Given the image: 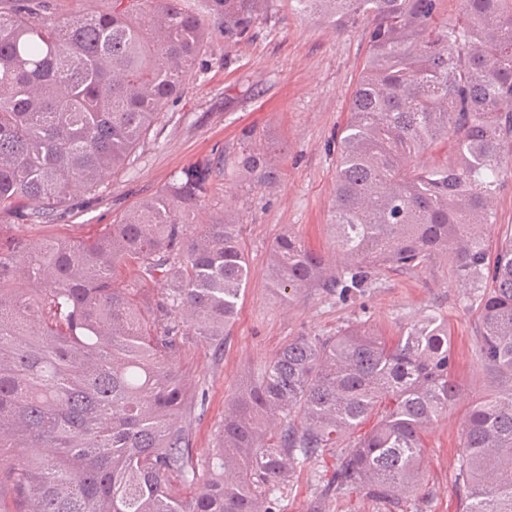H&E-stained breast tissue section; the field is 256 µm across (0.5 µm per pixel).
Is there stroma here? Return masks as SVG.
<instances>
[{
    "label": "stroma",
    "mask_w": 512,
    "mask_h": 512,
    "mask_svg": "<svg viewBox=\"0 0 512 512\" xmlns=\"http://www.w3.org/2000/svg\"><path fill=\"white\" fill-rule=\"evenodd\" d=\"M266 11V23L241 42L225 38L223 17H211L199 65L132 163L95 196L75 197L41 223L0 218V242L86 239L122 219L183 169L237 149L243 129L265 131L274 145L275 179L256 184L214 178L198 214L206 221L225 207L238 210L252 274L227 336L218 341L189 337L181 354L192 394L186 412L191 448L202 453L215 447L228 397L288 339L327 336L359 318L393 338L438 310L448 318L453 375L466 399L450 406L427 433L423 488L403 512H457L459 435L467 401L483 393L486 375L476 355L473 291L455 279L450 261L437 259L414 272H383L374 288L353 300L315 292L286 306L270 294L267 257L279 235L294 233L311 250L333 255L329 222L336 138L348 117L368 37L361 27L340 33L333 25L303 18L288 0H268ZM335 464L332 448L300 464L279 493L275 512H389V505L363 493L325 490Z\"/></svg>",
    "instance_id": "35a3bbf8"
}]
</instances>
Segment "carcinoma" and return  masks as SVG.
<instances>
[{
  "mask_svg": "<svg viewBox=\"0 0 512 512\" xmlns=\"http://www.w3.org/2000/svg\"><path fill=\"white\" fill-rule=\"evenodd\" d=\"M368 54L341 128L331 226L340 264L293 234L267 277L291 304L361 296L380 271L451 257L477 291V356L490 381L461 433L459 512H512V235L492 245L512 162V0H292ZM246 40L261 0H112L55 16L40 0L0 7V214L40 222L130 161L204 53L206 17ZM263 132L220 152L86 241L0 243V512H273L295 465L336 448L330 485L397 509L424 482V438L461 395L448 321L432 311L390 339L356 320L298 336L226 403L218 447L189 448L192 334L226 335L251 272L226 209L196 215L217 172L264 183ZM452 141L453 158L411 166ZM135 266L137 279L123 272ZM159 284L164 298L143 294ZM372 430L351 438L368 417Z\"/></svg>",
  "mask_w": 512,
  "mask_h": 512,
  "instance_id": "1",
  "label": "carcinoma"
}]
</instances>
